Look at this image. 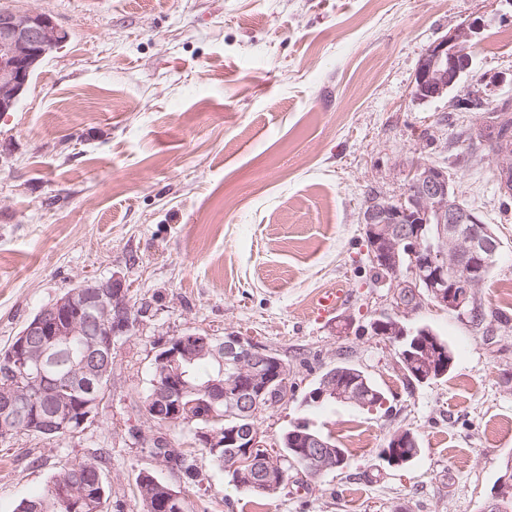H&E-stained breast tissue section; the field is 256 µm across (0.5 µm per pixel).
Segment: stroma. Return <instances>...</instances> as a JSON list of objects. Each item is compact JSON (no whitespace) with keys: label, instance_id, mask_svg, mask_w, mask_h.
I'll list each match as a JSON object with an SVG mask.
<instances>
[{"label":"stroma","instance_id":"stroma-1","mask_svg":"<svg viewBox=\"0 0 512 512\" xmlns=\"http://www.w3.org/2000/svg\"><path fill=\"white\" fill-rule=\"evenodd\" d=\"M68 33L13 112L0 118V349L83 278L123 277L139 311L112 343L110 389L83 432L0 440V512L43 492L63 463L102 452L106 512H143L135 478L153 468L131 432L159 342L198 329L242 334L297 384L262 414L269 446L299 418L348 455L319 478L291 471L274 495L236 489L209 457L194 512H485L512 457V206L488 145L470 146L478 96L512 105V0H0ZM486 23L473 64L429 102L412 96L430 45ZM465 160L456 187L500 247L477 301L486 317L423 306L455 353L444 377L410 384L372 321L391 312L361 229L371 195L399 199L405 171ZM341 292L332 312L318 297ZM349 362L381 390L368 410L301 399ZM421 451L392 468L395 430Z\"/></svg>","mask_w":512,"mask_h":512}]
</instances>
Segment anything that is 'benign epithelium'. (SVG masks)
<instances>
[{"instance_id":"benign-epithelium-1","label":"benign epithelium","mask_w":512,"mask_h":512,"mask_svg":"<svg viewBox=\"0 0 512 512\" xmlns=\"http://www.w3.org/2000/svg\"><path fill=\"white\" fill-rule=\"evenodd\" d=\"M485 22L475 18L458 26L453 33L432 44L422 55L413 86L417 101L440 98L471 67L470 50ZM67 32L47 14L37 10L0 11V112L14 110L29 87L39 63L50 50L63 44ZM496 171L503 176L512 172V138L500 140L496 150ZM362 231L369 245L370 259L382 272L396 315H381L371 323L374 335L403 341L413 330L402 318L424 305L452 311L475 308L478 288L486 281L489 258L499 243L489 236L476 212L465 208L457 189L448 177V169L436 164L415 161L407 173L406 192L393 202L373 195L362 212ZM412 249V263L404 265L402 251ZM80 300L91 316H99L101 328L85 332L80 316L70 315L78 301L72 296L58 299L26 322L18 341L10 350L9 360L21 361L35 369V383H40L42 368L79 339V351L69 356L65 384L81 378H103L110 373L112 338L131 329V309L126 282L119 275L109 278L87 277L79 284ZM200 356H209L216 364L215 373L201 386L187 379L184 366ZM406 358L420 367V377L427 379L453 357L439 341L416 342ZM275 353L239 334L224 337L189 332L173 336L158 345L153 368L162 373L161 381H152L144 414L148 420L163 418L178 423L189 413L188 398L203 395L224 409V418L245 421L230 431L203 428L196 438L212 452L235 447L232 458L224 459V469L235 471L249 487L274 493L283 484L281 466L267 445L258 424L250 420L283 403L278 382L288 378ZM367 407L362 393L346 387L334 374L324 376L307 400L316 404L324 400ZM101 398L88 396L72 409L61 401L62 410L46 415L39 404L17 408V394L10 378L0 386V432L5 423L34 432L77 434L94 418ZM160 445L154 461L166 469H177L170 441L155 437ZM300 457L306 462V474L316 477L335 466V453L318 435H300ZM157 497L154 512H178L181 494L166 481H154ZM512 496V469L503 472L497 482L488 512H502V501Z\"/></svg>"}]
</instances>
